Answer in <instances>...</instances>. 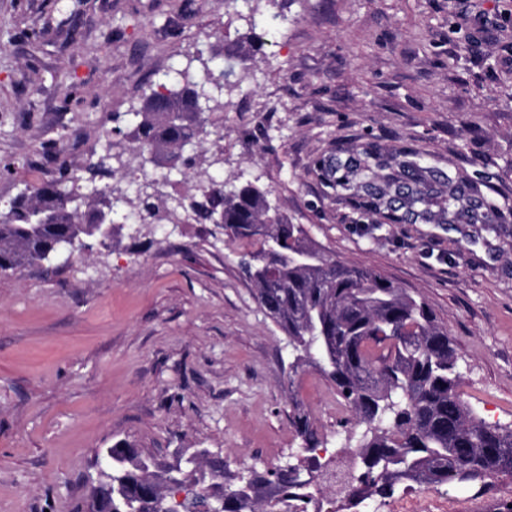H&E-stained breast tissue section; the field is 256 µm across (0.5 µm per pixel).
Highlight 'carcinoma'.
<instances>
[{"instance_id":"carcinoma-1","label":"carcinoma","mask_w":512,"mask_h":512,"mask_svg":"<svg viewBox=\"0 0 512 512\" xmlns=\"http://www.w3.org/2000/svg\"><path fill=\"white\" fill-rule=\"evenodd\" d=\"M220 55L208 42L185 55L181 69L152 82L156 90L140 105H131L134 124L124 133L132 154L145 164L189 170L195 159L183 145L200 147L211 135L208 115L224 111V96L241 80L223 81L224 72L210 63ZM112 132L103 138L106 150L92 151L81 173L60 167L59 177L34 183L0 211V273L42 262L50 243L80 235L96 239L99 196L121 188L103 182L125 178L123 153L113 151ZM379 156L369 150L330 167L338 196L365 194L375 209L406 213L437 224H493L500 207L476 200L449 176L448 191L435 197L418 178L412 182L381 174ZM208 205L196 208L205 221L224 216V236L242 249V272L256 289V298L288 336L296 373L312 368L328 378L364 427L353 452L360 460L350 481L347 507L369 498L387 499L396 488H437L457 481L484 483L498 476L512 478V429L491 426L474 414L460 391L461 375L448 329L421 298L373 270L349 266L329 256L303 224H290L269 198L270 191L253 183L233 190L204 186ZM135 204L144 219L171 220L170 199L137 190ZM292 426L306 453L296 464L276 470L231 473L224 461L214 464L211 483L224 495V512H307L313 488L294 472L313 474L327 463L314 455L322 445L318 430L298 401ZM139 449L127 441L112 445L107 478L116 492L112 512H164L177 490L194 491L173 512H203L211 494L207 485L165 479L138 460Z\"/></svg>"}]
</instances>
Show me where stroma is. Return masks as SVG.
Returning a JSON list of instances; mask_svg holds the SVG:
<instances>
[{
    "instance_id": "1",
    "label": "stroma",
    "mask_w": 512,
    "mask_h": 512,
    "mask_svg": "<svg viewBox=\"0 0 512 512\" xmlns=\"http://www.w3.org/2000/svg\"><path fill=\"white\" fill-rule=\"evenodd\" d=\"M256 74L220 114L195 174L270 190L325 251L420 296L448 328L461 390L512 427V215L498 224L392 222L336 196L343 151L422 152L431 183L462 177L512 199V0H260ZM222 0H0V210L60 165L80 169L130 101L200 40L248 44ZM111 247L0 273V512H84L101 451L120 440L165 465L198 448L228 471L300 454L291 397L329 450L356 446L331 381L289 376L287 336L208 224H145L119 203ZM484 492L398 487L371 512H504Z\"/></svg>"
}]
</instances>
